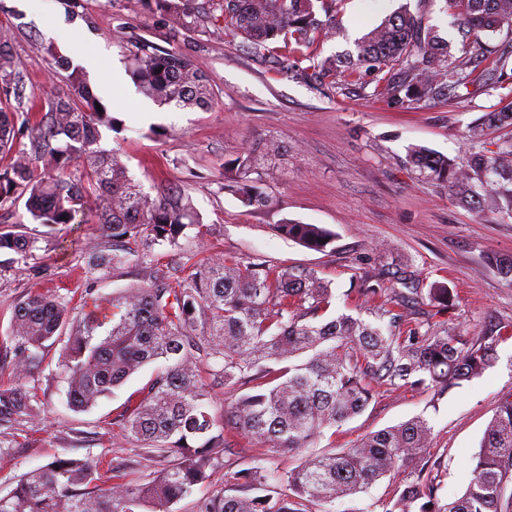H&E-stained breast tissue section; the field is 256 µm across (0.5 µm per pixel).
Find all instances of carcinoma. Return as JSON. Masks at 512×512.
Masks as SVG:
<instances>
[{
  "label": "carcinoma",
  "instance_id": "1",
  "mask_svg": "<svg viewBox=\"0 0 512 512\" xmlns=\"http://www.w3.org/2000/svg\"><path fill=\"white\" fill-rule=\"evenodd\" d=\"M469 35L512 23V0H448ZM162 14L172 38L185 32L240 36L250 51L280 69L328 79L337 85L368 71L376 76L374 95L391 103L436 101L466 80L448 67L440 40L421 17L400 10L357 42V58L347 65L331 55L307 52L316 38L330 34L336 0H147ZM135 84L160 105L207 109L212 105L210 78L180 52L143 40L130 43ZM21 81L0 31V202L25 199L29 219L54 228L95 223L102 239L122 243L109 248L99 241L84 253L87 274L104 279L132 263L148 269L147 281L99 300L94 309L75 305L58 293H29L15 303L0 350L13 355L15 386L0 389V428L39 416L41 401L25 386L68 331L56 367L67 405L84 411L148 365L154 374L138 399H128L117 424L122 438L167 461L148 481L112 482L115 469L100 472L93 459L58 457L17 480L0 494V512H171L209 478L218 454L231 447L230 434L245 446L297 453V467L269 474L260 466L240 473L234 495L222 493L198 501L197 512H304L317 506L334 512L336 501L366 492L376 481L416 460L431 447L432 427L422 416L361 438L338 452L317 450L326 433L360 415L374 388L410 387L438 398L491 367L496 325L457 346L448 330L412 322L403 292L361 284L353 289L368 305L365 314L341 313L322 320L335 298L330 283L307 267L245 262L215 257L185 266L188 273L161 262L154 246L181 248L188 228L203 241L209 225L192 198L175 183L145 192L129 175L121 157L100 146V128L110 127L107 109L83 72L71 68L67 92L48 102L35 126V107L17 93ZM15 103H8V99ZM512 126V108L488 113L463 135L464 160L435 155L423 147L409 154L424 177L448 189L478 213L512 218V143L486 154L475 151L486 127ZM29 133L31 149L22 142ZM264 156L247 150L224 166V191L243 205L259 202ZM493 177L495 189L479 191ZM278 232L305 247L323 251L335 234L316 224L284 222ZM39 249L25 223L0 226V252L26 261ZM432 305L451 307L448 288L428 289ZM214 364L225 386L244 390L211 413L212 398L201 369ZM285 489L272 498L253 494L269 479ZM512 399L502 401L471 462V479L451 501L437 495L426 465L414 473L385 512H512Z\"/></svg>",
  "mask_w": 512,
  "mask_h": 512
}]
</instances>
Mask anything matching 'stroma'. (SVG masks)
Segmentation results:
<instances>
[{"mask_svg": "<svg viewBox=\"0 0 512 512\" xmlns=\"http://www.w3.org/2000/svg\"><path fill=\"white\" fill-rule=\"evenodd\" d=\"M406 9L422 15L448 43L449 65L466 64L471 84L439 103L395 105L374 98L371 75L362 82L319 84L280 70L247 50L241 39L195 32L177 47L206 72L213 87L212 108H156L143 118L146 97L134 84L129 42L140 38L168 46V26L145 0H39L34 10L19 0H0V29L11 34V51L24 79V92L40 102L67 90L66 73L57 57L105 62L100 80L88 77L94 94L117 121L102 129V148L119 153L129 174L145 192L158 185L178 184L194 201L204 223L214 230L196 244L187 230L182 249L161 247L166 262L180 265L184 249L196 259L221 254L254 263L311 267L329 281L336 298L329 316L354 312L347 293L361 276L386 267L390 276L407 275L414 287L446 283L456 306L451 312L425 307V317L452 333L471 337L486 325H512V280L504 278L492 257H512V218L477 217L447 185L419 176L409 162V149L421 146L456 157L463 135L485 113L512 105L484 72L473 43L459 29V19L446 0H339L336 33L318 39L319 56L355 53V42L393 12ZM269 155L261 188L266 203L244 206L225 193L224 165L244 150ZM320 224L335 234L322 252L280 235L283 220ZM41 249L22 263L0 253V336L6 335L16 301L31 291L56 289L80 299L105 298L141 283L146 271L126 266L109 278L85 276L81 264L88 243L98 237L96 225L71 224L57 235L32 224ZM392 252L381 256V245ZM144 368L90 410H71L55 365H43L26 381L37 388L41 416L0 434L9 446L0 457V494L17 477L54 456L91 458L101 468L122 465L125 480L136 481L159 469L156 461L136 455L122 440L114 418L122 404L152 376ZM512 394V338L499 341L495 362L480 377L463 382L440 399L411 389L377 388L366 410L342 426L331 439L350 445L364 435L425 416L433 428V445L425 459L439 485V495L459 496L468 484L470 461L500 401ZM300 456L260 447L232 446L210 471L207 483L172 512H196L198 498L217 492L233 494L240 470L261 466L269 471L291 469ZM399 471L376 481L367 493L336 502L335 512H384L398 486L409 481Z\"/></svg>", "mask_w": 512, "mask_h": 512, "instance_id": "obj_1", "label": "stroma"}]
</instances>
